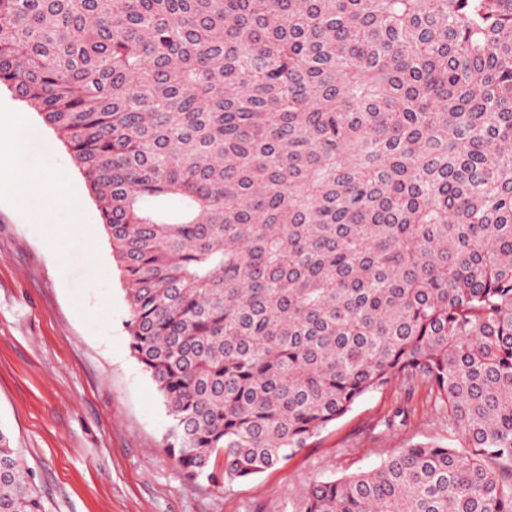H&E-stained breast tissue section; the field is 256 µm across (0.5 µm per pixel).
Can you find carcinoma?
<instances>
[{
  "label": "carcinoma",
  "mask_w": 512,
  "mask_h": 512,
  "mask_svg": "<svg viewBox=\"0 0 512 512\" xmlns=\"http://www.w3.org/2000/svg\"><path fill=\"white\" fill-rule=\"evenodd\" d=\"M0 85L85 179L184 479L399 381L451 442L302 512H512V0H0ZM0 512H47L3 431Z\"/></svg>",
  "instance_id": "obj_1"
}]
</instances>
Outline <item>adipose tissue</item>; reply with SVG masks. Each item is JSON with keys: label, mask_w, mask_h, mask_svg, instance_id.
Returning a JSON list of instances; mask_svg holds the SVG:
<instances>
[{"label": "adipose tissue", "mask_w": 512, "mask_h": 512, "mask_svg": "<svg viewBox=\"0 0 512 512\" xmlns=\"http://www.w3.org/2000/svg\"><path fill=\"white\" fill-rule=\"evenodd\" d=\"M8 141V151L0 156V172L17 176L25 183L37 187L42 192V217L50 215L60 207L67 206L79 209L81 202L74 193L62 192L61 187L65 175L61 172L38 171L30 169L26 164V146L15 128H1L0 139Z\"/></svg>", "instance_id": "ef3b65f1"}]
</instances>
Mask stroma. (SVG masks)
<instances>
[{
  "instance_id": "35a3bbf8",
  "label": "stroma",
  "mask_w": 512,
  "mask_h": 512,
  "mask_svg": "<svg viewBox=\"0 0 512 512\" xmlns=\"http://www.w3.org/2000/svg\"><path fill=\"white\" fill-rule=\"evenodd\" d=\"M21 126L29 168L69 171L83 214L42 223L41 196L0 179V430L49 512H299L314 481L372 469L393 449L447 442L426 386L359 399L286 464L218 490L187 482L163 447L162 397L129 348L123 278L69 150L6 86L0 124ZM86 233L70 231L75 221Z\"/></svg>"
}]
</instances>
